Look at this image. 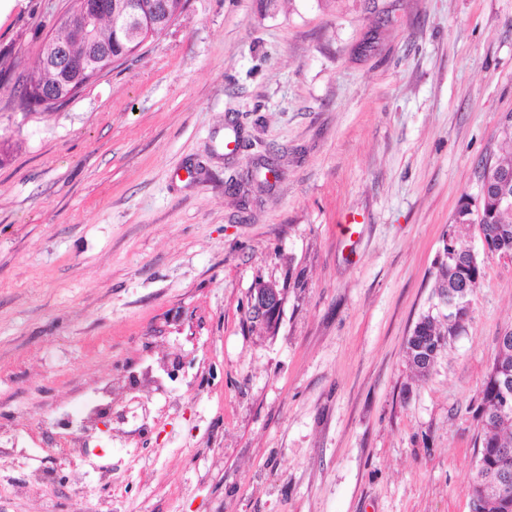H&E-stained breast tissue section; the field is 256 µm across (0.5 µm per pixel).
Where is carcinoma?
Returning <instances> with one entry per match:
<instances>
[{"label": "carcinoma", "mask_w": 512, "mask_h": 512, "mask_svg": "<svg viewBox=\"0 0 512 512\" xmlns=\"http://www.w3.org/2000/svg\"><path fill=\"white\" fill-rule=\"evenodd\" d=\"M98 40L112 50V63L116 64L138 55V48L131 45L124 33L104 24L98 28ZM26 81L33 93L27 94L22 85L21 99L25 106H33L38 90L50 88L60 91L58 74L46 68H36ZM499 168L512 172V123L503 125L499 134ZM482 234L487 249L492 254L512 256V208L500 205L493 193L481 201ZM447 260L438 266L435 290L438 296L460 305L461 316L456 328L465 326L469 317L471 297L483 274V261L473 255L461 238L453 236L444 246ZM450 329L436 317L420 316L406 341L412 368L421 376L427 374L435 362ZM512 379V346H496L493 359L485 373L480 397L474 410L479 428L477 471L472 484V497L482 503V512H501V488L499 474L503 470L512 473V395L504 398L501 382Z\"/></svg>", "instance_id": "obj_1"}]
</instances>
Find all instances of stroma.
<instances>
[{"mask_svg":"<svg viewBox=\"0 0 512 512\" xmlns=\"http://www.w3.org/2000/svg\"><path fill=\"white\" fill-rule=\"evenodd\" d=\"M75 3L0 18V512H469L512 258L427 376L406 340L448 236L480 245L452 218L512 112V0H187L26 108ZM284 302V290L279 288L277 283L260 280L250 295V316L254 321H260L265 325L268 314H277L282 310Z\"/></svg>","mask_w":512,"mask_h":512,"instance_id":"stroma-1","label":"stroma"}]
</instances>
